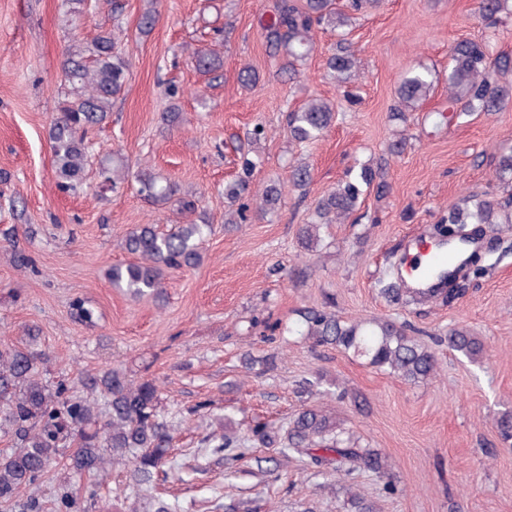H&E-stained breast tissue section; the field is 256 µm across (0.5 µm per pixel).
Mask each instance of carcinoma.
Instances as JSON below:
<instances>
[{
    "instance_id": "1",
    "label": "carcinoma",
    "mask_w": 512,
    "mask_h": 512,
    "mask_svg": "<svg viewBox=\"0 0 512 512\" xmlns=\"http://www.w3.org/2000/svg\"><path fill=\"white\" fill-rule=\"evenodd\" d=\"M142 14L139 33L154 28L158 10L156 0ZM508 0H478V15L491 21L504 10ZM380 0H282L274 18L264 27L267 46L288 58V66L304 60L313 50V31L323 25L338 28L351 18L378 7ZM122 31L103 30L91 42L72 44L67 49L62 72L68 90L59 116L50 131L52 152L60 187L66 189L83 180L91 155L87 134L112 110V102L124 91L128 60L118 47ZM196 65L214 72L223 66L220 54L211 48L197 51ZM512 65L507 59L492 58L486 43L462 40L452 46L448 62V102L463 112H495L512 98V89L491 80L494 69ZM327 68L338 82L346 83L358 72V58L352 45L341 38L327 59ZM433 91L429 70L414 69L399 82L395 91L394 111L404 117ZM336 103L311 98L299 109L288 113L289 137L297 143L319 138L336 121ZM261 158H245L242 173L225 185L224 195L238 203L224 214L226 224H246L250 213L262 215L279 210L285 185L270 183L252 190L253 172ZM378 171L363 164L345 175L336 188L316 202L311 219L299 228L302 247L311 251L321 241L322 229L345 223L361 206L366 189ZM102 188L115 190L127 178L121 165L101 164ZM498 177L512 178V148L502 150ZM311 174L308 165L290 166L288 185L306 191ZM140 192L155 200H168L177 189L161 183L154 176L139 175ZM466 224H512V201L465 199L448 211L436 229L442 235H460ZM210 231L207 222L178 224L168 232L152 224H142L129 232L126 250L137 261L112 266L107 277L134 297L157 294L163 288L168 270L193 267L203 258L202 244ZM299 334L315 346H334L351 351L369 364L408 382H422L434 377L438 359L428 348L406 334L403 326L389 318L347 322L324 310H308L301 315ZM449 347L472 361L483 355L478 338L464 330L448 336ZM42 353L23 344H0V435L11 447L0 450V512H13L19 498L27 495L24 512H79L77 497L65 481L52 486L47 499L40 495L49 479L50 466L58 458L79 476L94 479L88 498L96 504L98 489L109 471L117 466L129 468L127 488L141 491L156 488L166 481L164 466L171 452L173 425L159 411L158 387L151 380L128 382L115 371L87 379L89 392L75 394V386L64 381L50 386L38 372L45 361ZM206 441L226 459H239L249 451L248 443L270 444L266 427L256 425L249 434L226 430L212 433ZM283 458L297 455L326 476L350 480V504L354 512H373L353 482L361 473L373 472L385 479L384 489L395 493L389 479V464L380 454L360 447L345 435L341 425L330 420L323 410L305 407L289 423L280 442Z\"/></svg>"
}]
</instances>
